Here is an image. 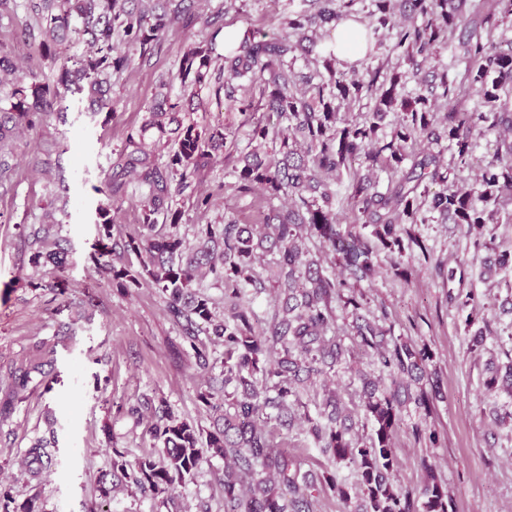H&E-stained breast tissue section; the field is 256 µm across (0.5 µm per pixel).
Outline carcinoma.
<instances>
[{
	"mask_svg": "<svg viewBox=\"0 0 512 512\" xmlns=\"http://www.w3.org/2000/svg\"><path fill=\"white\" fill-rule=\"evenodd\" d=\"M318 4L321 22L357 20L356 5L363 0H302L285 23L296 36L266 38L251 32L224 44V94L234 98L236 80L259 87L266 111L276 116L282 131L265 150L268 128L252 130L253 149L234 168L236 190L248 194L259 188L269 204L262 232L234 219L222 224H199L196 245L180 234L184 212L160 211L172 184L184 185L224 150V126H199L179 118L182 106L168 97L155 99L144 129H157L174 143L166 163L156 165L142 135L129 134L119 155L118 176L142 177L150 195L141 202L140 230L112 241L107 207L97 211L98 249L93 259L112 285L127 292L144 285L166 297L167 311L182 327L197 369L213 368L212 352L197 337L203 333L223 347V369L210 378L198 395L208 411L217 414L211 428L174 415L167 407L150 427L153 449L130 462L112 449V472L98 480L99 496L110 497L123 482L154 497L168 495L193 478L209 458L224 460L226 512H312L315 492H331L344 503L356 498L361 512H448V488L434 473L413 490L395 486L399 465L394 435L402 412L412 405L430 413L441 397L437 373L429 371L432 355L426 348L390 338L385 329L365 318L360 310L358 285L377 273V256L386 251L391 267L406 274L400 258L404 242L422 247L408 234L406 224H428L441 219L456 224L473 238L475 250L495 240L493 225L500 211L512 205V43L502 48L499 29L512 21V0H370L368 21L358 31V48L370 55L384 38L408 65L405 71L366 69L361 76L336 67L328 53L325 73L297 79L288 57L305 52L311 18L305 4ZM42 34L52 40L67 35L77 15L89 36L91 54L62 69L57 84L88 90V109L112 111L104 97L101 76L132 63L128 48L149 53L170 20L192 22L187 0H165L161 12L142 6V0H57L45 6ZM123 37L125 48L114 43ZM452 47L453 63L462 67L452 81H424L405 92L409 74L434 60L437 52ZM213 43H199L185 54L181 80L194 87L209 74ZM87 86H82V81ZM18 102L11 112H0V138L34 125V117L60 99L57 90L34 84L31 92L15 90ZM478 97L469 108L465 102ZM373 103L368 117L359 121L340 112L343 105ZM448 105L438 110V100ZM390 112L398 121L384 124ZM489 133L497 147L479 167L471 183L460 173L471 167L474 142ZM447 144L442 151L413 152L419 140ZM367 169L364 176L343 179L351 164ZM387 175L385 185L372 178ZM288 204L276 206L273 200ZM163 215L166 231L156 230ZM317 239L323 252L337 257L343 276L324 266L307 241ZM68 252L60 244L38 250L31 263L63 267ZM271 256L272 277L255 275V264ZM138 264H133L131 258ZM210 278L224 287V318H216L212 299L201 291ZM272 290L282 299L268 329H255L257 315L249 295ZM351 310L354 344L376 355L378 371L352 368L360 387L359 404L349 407L342 395L321 388L319 411H301V389L313 385L351 361L352 350L336 335L335 305ZM50 347L39 360L17 368L13 395L20 397L31 374L56 361ZM485 385L493 390L512 387V364L505 373L495 370ZM298 429L333 464L353 467L356 481L348 484L325 468L302 470L301 462L275 442L276 433ZM49 443L40 439L25 453V466L39 472L51 464ZM0 512H40L34 500L17 502L0 490Z\"/></svg>",
	"mask_w": 512,
	"mask_h": 512,
	"instance_id": "obj_1",
	"label": "carcinoma"
}]
</instances>
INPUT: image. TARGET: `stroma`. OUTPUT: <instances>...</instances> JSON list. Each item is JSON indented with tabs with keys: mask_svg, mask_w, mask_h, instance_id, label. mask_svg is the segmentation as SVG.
I'll return each instance as SVG.
<instances>
[{
	"mask_svg": "<svg viewBox=\"0 0 512 512\" xmlns=\"http://www.w3.org/2000/svg\"><path fill=\"white\" fill-rule=\"evenodd\" d=\"M289 9V0H196L193 24L172 22L151 54L110 72L112 112L87 111L84 95L63 91V111L40 114L0 154V488L16 501L36 499L41 512H224V462L218 458L205 462L167 503L126 487L99 497L97 479L110 471L113 450L131 461L151 451L152 409L159 402L204 426L210 414L198 400L207 376L192 365L164 296L148 286L120 292L98 270L92 258L95 210L113 207V236L138 229L148 188L128 176L112 193L115 164L131 132L143 133L156 159L165 161L168 144L142 124L159 87H166L171 101H183L179 71L187 50L218 29L282 34ZM36 19L30 0L0 11V62L27 86L55 83L64 62L90 50L85 38L72 33L44 57L26 35ZM200 102L184 121L223 125L227 140L223 154L187 187L173 188L168 200L184 213L181 232L190 245L199 224L227 218L261 223L264 192L238 193L232 171L250 149L254 123L276 125L262 107L245 115L225 97L218 60ZM205 194L211 205L203 210L196 201ZM45 224L51 239L67 242L65 267L30 262L39 248L34 233ZM411 231L427 258L404 254L407 274L401 277L379 253L376 276L361 284L366 316L392 326L400 340L427 346L441 379L442 398L432 414L412 407L404 413L395 438V482L415 488L429 463L447 485L454 512H512V420L503 418L512 413V397L484 385L490 370L512 360V270L479 276L492 251L512 250V212H501L490 251L473 252L468 236L451 224H416ZM469 292L484 307L482 326L489 333L478 351L466 325L470 310L462 305ZM42 343L57 348L54 370L34 375L23 399H12V371ZM132 406L137 415H128ZM417 427L436 431L437 442L416 440ZM40 437L56 438L55 465L34 477L23 459Z\"/></svg>",
	"mask_w": 512,
	"mask_h": 512,
	"instance_id": "35a3bbf8",
	"label": "stroma"
}]
</instances>
